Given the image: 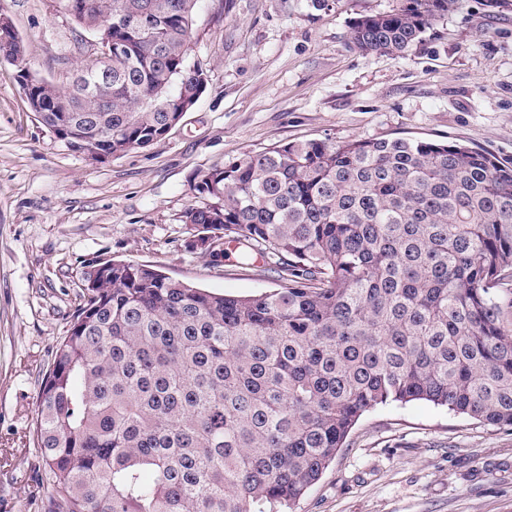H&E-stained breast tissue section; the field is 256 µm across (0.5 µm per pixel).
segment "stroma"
Here are the masks:
<instances>
[{
	"mask_svg": "<svg viewBox=\"0 0 512 512\" xmlns=\"http://www.w3.org/2000/svg\"><path fill=\"white\" fill-rule=\"evenodd\" d=\"M397 0H199L187 64L206 88L163 137L102 163L70 150L0 59V512H37L39 384L93 262L148 264L209 291L277 287L185 223L212 168L310 139L457 142L512 163V0H463L401 56L349 48ZM32 69L68 85L80 50L59 0H0ZM295 512H512V430L417 400L366 412Z\"/></svg>",
	"mask_w": 512,
	"mask_h": 512,
	"instance_id": "35a3bbf8",
	"label": "stroma"
}]
</instances>
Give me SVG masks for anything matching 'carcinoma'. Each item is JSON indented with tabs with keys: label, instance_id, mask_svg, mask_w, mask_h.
Returning <instances> with one entry per match:
<instances>
[{
	"label": "carcinoma",
	"instance_id": "carcinoma-1",
	"mask_svg": "<svg viewBox=\"0 0 512 512\" xmlns=\"http://www.w3.org/2000/svg\"><path fill=\"white\" fill-rule=\"evenodd\" d=\"M107 99L57 88L52 129L112 128V156L193 98L198 0H97ZM462 0H399L349 46L403 55ZM184 223L259 255L280 287L212 293L112 261L39 389L43 512H293L377 405L425 400L512 429V165L461 143L309 140L211 169Z\"/></svg>",
	"mask_w": 512,
	"mask_h": 512
}]
</instances>
